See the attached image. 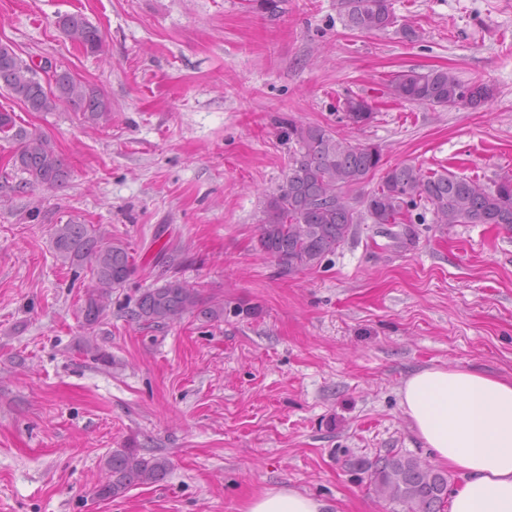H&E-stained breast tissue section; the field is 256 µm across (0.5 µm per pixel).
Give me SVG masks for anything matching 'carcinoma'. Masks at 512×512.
<instances>
[{
	"instance_id": "1",
	"label": "carcinoma",
	"mask_w": 512,
	"mask_h": 512,
	"mask_svg": "<svg viewBox=\"0 0 512 512\" xmlns=\"http://www.w3.org/2000/svg\"><path fill=\"white\" fill-rule=\"evenodd\" d=\"M344 26L361 33L383 32L396 26L390 0H341ZM65 35L86 51L99 54L100 31L81 14L59 21ZM0 87L30 112H54L65 105L98 126L111 116L109 100L67 70L54 71L42 82L33 68L7 44L0 45ZM387 95L398 101L432 107L478 108L493 96L485 83L465 84L448 69L425 72L409 69L390 75ZM339 122L362 127L374 118V106L365 97L347 96ZM0 134L19 143L14 165L28 174L31 184L50 189L62 186L68 171L51 140L17 124L16 115L0 111ZM288 140L296 149L284 183L267 195L260 218L258 245L284 272L313 268L336 254L353 224L367 216L374 224H411L412 211L427 207L435 224H505L512 227V173L491 186L448 170L426 171L398 163L383 166L379 146L353 141L330 127L288 122ZM380 181L362 199L365 214L350 202L349 192L367 184L376 172ZM53 246L57 259L75 267H90L95 288L86 300L85 324L99 323L112 296L133 267L125 246L111 235L87 224H56ZM198 315L208 322L224 320V303L203 304L199 289L174 279L148 288L138 297L132 317L157 327ZM171 468L166 457L147 455L133 446L111 451L104 461V476L94 487L102 501L124 496L131 488L162 481ZM371 483L381 497L409 505L411 512H443L448 503V475L419 459L389 450L370 463Z\"/></svg>"
}]
</instances>
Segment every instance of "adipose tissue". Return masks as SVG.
Listing matches in <instances>:
<instances>
[{"label":"adipose tissue","instance_id":"obj_1","mask_svg":"<svg viewBox=\"0 0 512 512\" xmlns=\"http://www.w3.org/2000/svg\"><path fill=\"white\" fill-rule=\"evenodd\" d=\"M400 405L438 464L459 477L449 512H512V379L433 366L413 372ZM323 503L292 487L253 496L243 512H323Z\"/></svg>","mask_w":512,"mask_h":512}]
</instances>
